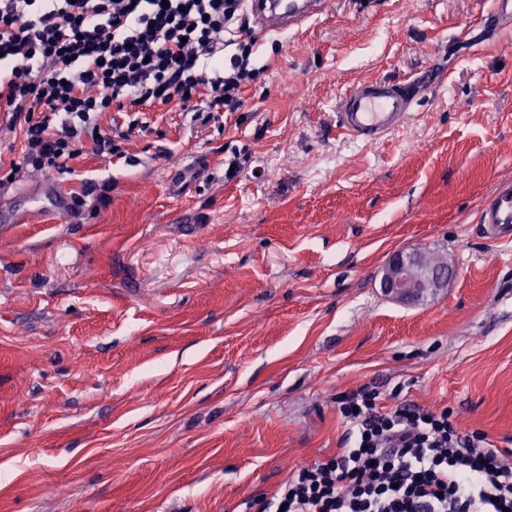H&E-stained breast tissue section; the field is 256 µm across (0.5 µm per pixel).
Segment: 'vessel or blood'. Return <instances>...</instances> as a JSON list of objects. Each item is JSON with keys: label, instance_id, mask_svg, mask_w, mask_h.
<instances>
[{"label": "vessel or blood", "instance_id": "1", "mask_svg": "<svg viewBox=\"0 0 512 512\" xmlns=\"http://www.w3.org/2000/svg\"><path fill=\"white\" fill-rule=\"evenodd\" d=\"M330 0H249V13L256 34L299 32L328 11ZM512 31V0H493V7L480 20L478 39L487 40ZM422 86L398 80L370 82L361 90L345 95L341 128L353 139L370 143L396 131L411 115ZM43 212L68 217L72 197L52 180L38 189ZM478 222L484 235L495 240L512 239V182H504L483 201Z\"/></svg>", "mask_w": 512, "mask_h": 512}]
</instances>
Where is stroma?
<instances>
[{
  "mask_svg": "<svg viewBox=\"0 0 512 512\" xmlns=\"http://www.w3.org/2000/svg\"><path fill=\"white\" fill-rule=\"evenodd\" d=\"M491 5L332 0L258 38L223 120L103 114L122 156L52 175L72 217L0 232V512H238L352 447L362 388L512 448V241L477 224L512 180V34L457 39ZM439 71L384 139L340 129L363 83ZM400 249L447 287L388 298Z\"/></svg>",
  "mask_w": 512,
  "mask_h": 512,
  "instance_id": "35a3bbf8",
  "label": "stroma"
}]
</instances>
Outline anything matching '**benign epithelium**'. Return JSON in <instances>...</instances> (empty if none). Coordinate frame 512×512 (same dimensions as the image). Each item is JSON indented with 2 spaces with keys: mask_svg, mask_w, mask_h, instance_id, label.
<instances>
[{
  "mask_svg": "<svg viewBox=\"0 0 512 512\" xmlns=\"http://www.w3.org/2000/svg\"><path fill=\"white\" fill-rule=\"evenodd\" d=\"M453 269L432 268L421 251H398L383 268L382 288L401 302H415L448 285Z\"/></svg>",
  "mask_w": 512,
  "mask_h": 512,
  "instance_id": "1",
  "label": "benign epithelium"
}]
</instances>
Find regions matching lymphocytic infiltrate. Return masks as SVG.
<instances>
[{
    "label": "lymphocytic infiltrate",
    "mask_w": 512,
    "mask_h": 512,
    "mask_svg": "<svg viewBox=\"0 0 512 512\" xmlns=\"http://www.w3.org/2000/svg\"><path fill=\"white\" fill-rule=\"evenodd\" d=\"M246 0H0V110L22 164L61 172L93 141L119 155L100 118L148 131L147 109L192 118L238 111L254 80ZM342 396L356 444L301 467L261 512H512V449L462 432L448 411Z\"/></svg>",
    "instance_id": "1"
}]
</instances>
